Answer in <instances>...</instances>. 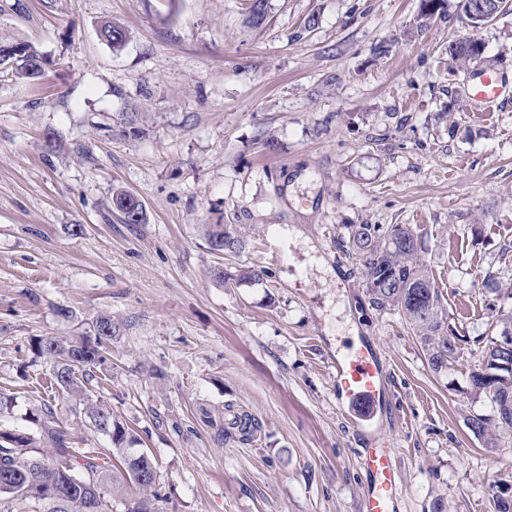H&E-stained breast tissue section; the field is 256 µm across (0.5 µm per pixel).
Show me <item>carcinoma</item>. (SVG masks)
Returning a JSON list of instances; mask_svg holds the SVG:
<instances>
[{"mask_svg": "<svg viewBox=\"0 0 512 512\" xmlns=\"http://www.w3.org/2000/svg\"><path fill=\"white\" fill-rule=\"evenodd\" d=\"M508 0H463V10L475 28L494 19L506 8ZM99 34L114 48L125 44L126 30L110 21L101 23ZM5 46L23 49L17 66L4 71L16 79H35L33 68L44 66L43 57L25 41L2 40ZM480 41L472 36L448 44V52L467 68L481 59ZM129 204H124V201ZM113 207L127 224L143 221L142 205L134 204V195L118 192ZM205 235L210 248L224 254H239L246 248L244 236L231 224H206ZM350 255L355 257L373 305L400 314L406 325L418 337L431 370L440 373L454 367L462 358L460 338L448 324V315L441 302L427 264L422 257L421 241L408 224H351L348 228ZM512 333V310H500L489 332L479 337L477 368L469 374V382L492 405L494 415L470 414L466 418L470 431L483 440V447H498L493 431L512 433V370L498 367L502 357L498 347L500 336ZM115 330L112 317L100 316L95 321V336L69 341L56 337L37 340L39 355L53 364V382L70 393L83 391L79 376L106 360L107 346ZM85 416L94 430L108 438L110 447L79 452L70 446L67 435L47 409L35 417L40 437L52 449L43 453L35 437L17 429L0 428V512H85L86 500H100L102 512H112V500L125 502L126 512H159L156 467L147 454L139 456L130 445L135 438L125 426L113 418L112 411L101 404H85ZM239 431L226 430L228 438L246 440L254 435L258 423L251 416H242ZM121 457L123 471L115 474L112 459ZM41 463V475L52 478L66 495L63 507H55L47 495L46 485L38 484L32 474L33 461Z\"/></svg>", "mask_w": 512, "mask_h": 512, "instance_id": "cac0c4a2", "label": "carcinoma"}]
</instances>
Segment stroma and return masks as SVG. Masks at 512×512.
I'll use <instances>...</instances> for the list:
<instances>
[{
	"label": "stroma",
	"mask_w": 512,
	"mask_h": 512,
	"mask_svg": "<svg viewBox=\"0 0 512 512\" xmlns=\"http://www.w3.org/2000/svg\"><path fill=\"white\" fill-rule=\"evenodd\" d=\"M458 3L425 20L420 0H266L255 26L250 0H0V39L45 59L40 79L0 81V426L37 434L49 408L73 448L107 446L31 347L106 314L87 393L152 457L162 512H359L377 434L398 450L400 512L512 499V435L490 450L465 425L493 413L469 384L475 338L512 306L496 294L512 289V100H472L448 53L474 36L512 85V11L475 30ZM120 190L142 223L121 222ZM208 224L236 225L245 251L211 250ZM351 224L412 225L460 365L433 372L371 304ZM360 340L394 394L372 431L336 401L334 363ZM234 410L254 441L222 437ZM133 198L137 197L127 192H118L113 196V207L123 215L125 224H139L144 218L142 204L139 201V204L135 205ZM126 200H129L128 205L123 204ZM125 203L127 204L128 201Z\"/></svg>",
	"instance_id": "1"
}]
</instances>
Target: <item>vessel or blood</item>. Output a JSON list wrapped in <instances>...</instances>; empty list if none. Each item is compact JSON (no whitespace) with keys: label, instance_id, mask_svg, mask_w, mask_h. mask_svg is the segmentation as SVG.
<instances>
[{"label":"vessel or blood","instance_id":"obj_1","mask_svg":"<svg viewBox=\"0 0 512 512\" xmlns=\"http://www.w3.org/2000/svg\"><path fill=\"white\" fill-rule=\"evenodd\" d=\"M507 93V86L495 70L476 66L469 96L492 105ZM336 391L342 408L362 426L376 422L386 398L383 364L374 349L350 344L336 360ZM397 451L383 439L363 449L360 466L369 477L359 512H399L401 478L396 464Z\"/></svg>","mask_w":512,"mask_h":512}]
</instances>
